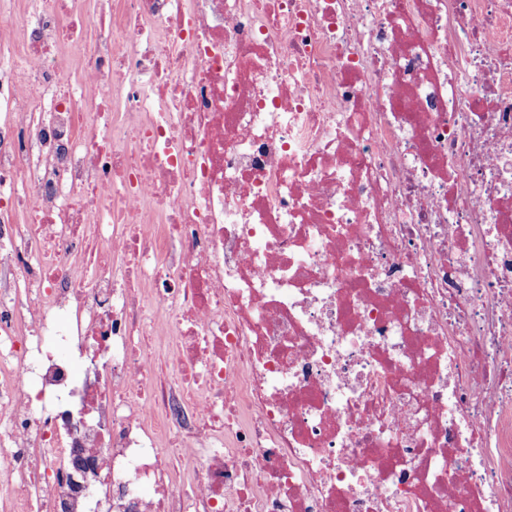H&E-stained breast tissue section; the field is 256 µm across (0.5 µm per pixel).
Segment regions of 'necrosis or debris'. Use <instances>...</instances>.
Returning a JSON list of instances; mask_svg holds the SVG:
<instances>
[{"mask_svg": "<svg viewBox=\"0 0 512 512\" xmlns=\"http://www.w3.org/2000/svg\"><path fill=\"white\" fill-rule=\"evenodd\" d=\"M96 4L0 0V512H512V0Z\"/></svg>", "mask_w": 512, "mask_h": 512, "instance_id": "necrosis-or-debris-1", "label": "necrosis or debris"}]
</instances>
